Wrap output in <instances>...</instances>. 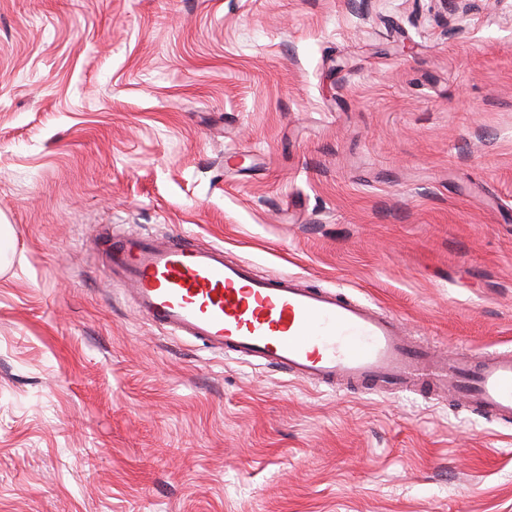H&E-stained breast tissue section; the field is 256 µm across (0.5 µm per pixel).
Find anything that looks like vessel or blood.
<instances>
[{
    "instance_id": "obj_1",
    "label": "vessel or blood",
    "mask_w": 512,
    "mask_h": 512,
    "mask_svg": "<svg viewBox=\"0 0 512 512\" xmlns=\"http://www.w3.org/2000/svg\"><path fill=\"white\" fill-rule=\"evenodd\" d=\"M107 264L157 326L244 362L329 388L448 394L477 414L512 422V351L437 353L402 321L297 278H265L223 247L127 232Z\"/></svg>"
}]
</instances>
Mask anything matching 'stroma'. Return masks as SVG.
<instances>
[{"mask_svg":"<svg viewBox=\"0 0 512 512\" xmlns=\"http://www.w3.org/2000/svg\"><path fill=\"white\" fill-rule=\"evenodd\" d=\"M0 512H512V427L158 330L99 246H223L512 350V0H0Z\"/></svg>","mask_w":512,"mask_h":512,"instance_id":"obj_1","label":"stroma"}]
</instances>
